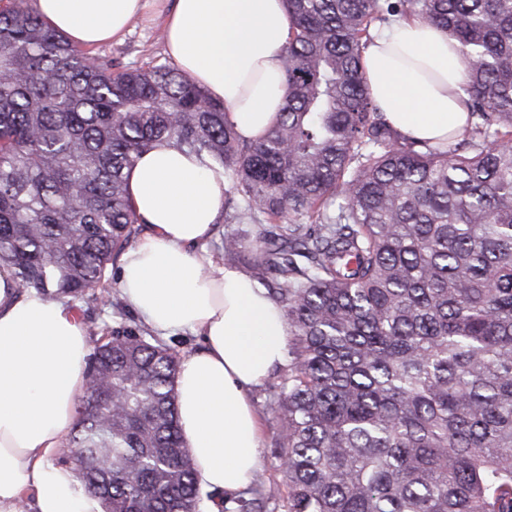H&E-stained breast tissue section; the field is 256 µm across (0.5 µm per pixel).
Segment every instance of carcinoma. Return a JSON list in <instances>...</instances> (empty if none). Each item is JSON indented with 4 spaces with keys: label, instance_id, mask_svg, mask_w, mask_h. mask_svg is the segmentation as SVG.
<instances>
[{
    "label": "carcinoma",
    "instance_id": "1",
    "mask_svg": "<svg viewBox=\"0 0 512 512\" xmlns=\"http://www.w3.org/2000/svg\"><path fill=\"white\" fill-rule=\"evenodd\" d=\"M284 106L258 139L166 65L116 69L24 0L0 9V270L82 299L140 232L158 141L224 169V238L288 323L285 512H512V0H286ZM404 14L458 44L471 123L411 140L362 52ZM66 443L105 512H201L169 345L102 328ZM238 512H275L255 474Z\"/></svg>",
    "mask_w": 512,
    "mask_h": 512
}]
</instances>
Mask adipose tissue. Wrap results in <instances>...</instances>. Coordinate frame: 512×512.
Wrapping results in <instances>:
<instances>
[{
    "instance_id": "adipose-tissue-1",
    "label": "adipose tissue",
    "mask_w": 512,
    "mask_h": 512,
    "mask_svg": "<svg viewBox=\"0 0 512 512\" xmlns=\"http://www.w3.org/2000/svg\"><path fill=\"white\" fill-rule=\"evenodd\" d=\"M148 3L36 0V10L88 47L123 34ZM290 26L284 0H175L165 47L223 103L238 132L255 139L284 103ZM363 64L372 101L405 136L435 140L466 128V66L440 29L401 19L366 46ZM128 187L148 232L123 254L119 288L153 331L202 341L179 363L176 401L206 512H221L259 468L249 392L285 363L288 324L265 288L204 253L224 206L223 172L159 143L129 171ZM90 353L87 326L70 304L19 291L0 273V512L24 503L32 512H103L100 498L54 463L76 422Z\"/></svg>"
}]
</instances>
